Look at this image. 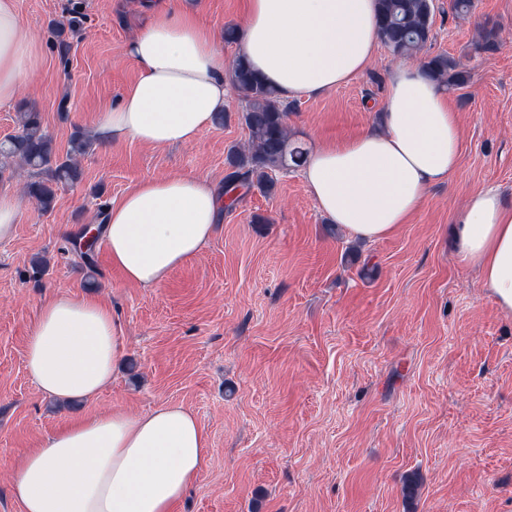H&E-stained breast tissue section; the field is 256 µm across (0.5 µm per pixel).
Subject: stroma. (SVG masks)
Here are the masks:
<instances>
[{"mask_svg": "<svg viewBox=\"0 0 512 512\" xmlns=\"http://www.w3.org/2000/svg\"><path fill=\"white\" fill-rule=\"evenodd\" d=\"M216 33L238 25L241 0H185ZM435 0L434 37L408 61L445 54L468 82L449 89L462 129L454 173L431 188L410 223L367 243L326 221L298 170L271 194L252 190L224 214L203 250L162 285L141 288L111 267L105 245L87 284L74 235L146 177L198 175L223 185L244 143L241 101L195 143L128 139L82 157V178L38 211L23 184L13 237L0 242V512H22L10 470L77 417L115 407L191 409L207 435L205 463L176 512H512V312L498 305L454 248V217L470 194L499 189L512 205V0L457 13ZM43 64L0 106V140L33 106L58 153L75 130L117 103L138 75L125 47L147 20L145 0H17ZM81 23L60 54L53 24ZM497 48L483 51L486 30ZM380 47L367 70L318 96L289 101L304 147L374 127L385 79L399 63ZM112 308L122 356L97 397L60 403L25 370L41 305L58 291ZM419 480L405 500L409 476Z\"/></svg>", "mask_w": 512, "mask_h": 512, "instance_id": "35a3bbf8", "label": "stroma"}]
</instances>
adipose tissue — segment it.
I'll return each instance as SVG.
<instances>
[{
  "mask_svg": "<svg viewBox=\"0 0 512 512\" xmlns=\"http://www.w3.org/2000/svg\"><path fill=\"white\" fill-rule=\"evenodd\" d=\"M240 53L282 98L318 95L365 72L380 36L376 0H247ZM138 77L118 105L98 113L101 144L196 142L222 112L230 73L214 32L180 0H158L128 43ZM41 63L36 35L15 0H0V105L13 102ZM382 131L310 148L302 176L331 223L359 240L391 235L428 190L458 165L461 128L447 97L421 68L392 67ZM229 203L201 176L148 177L114 200L102 238L125 280L155 288L213 238ZM460 261L476 268L512 312V205L493 187L456 216ZM121 357L118 322L94 297L55 294L26 344V369L46 397L98 394ZM207 436L195 413L165 403L145 414L115 408L72 420L12 468L22 512H174L200 477Z\"/></svg>",
  "mask_w": 512,
  "mask_h": 512,
  "instance_id": "obj_1",
  "label": "adipose tissue"
}]
</instances>
